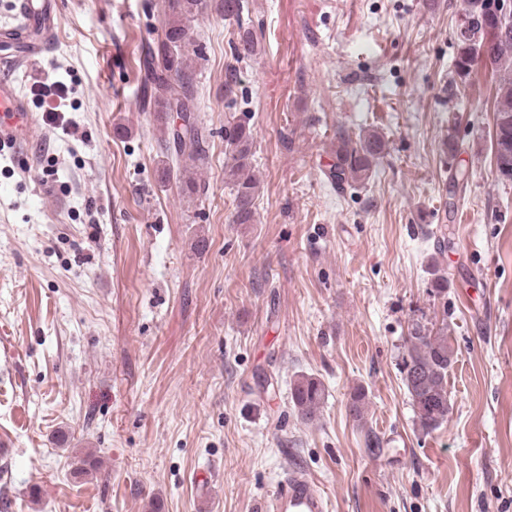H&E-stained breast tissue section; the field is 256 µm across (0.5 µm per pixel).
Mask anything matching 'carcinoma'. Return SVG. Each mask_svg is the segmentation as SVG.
<instances>
[{
	"instance_id": "1",
	"label": "carcinoma",
	"mask_w": 512,
	"mask_h": 512,
	"mask_svg": "<svg viewBox=\"0 0 512 512\" xmlns=\"http://www.w3.org/2000/svg\"><path fill=\"white\" fill-rule=\"evenodd\" d=\"M202 0H168L169 19L162 35L151 44L142 59L146 85L154 90L160 107L158 119L167 124V113L177 105L192 112L193 78L186 63L187 42L185 22L197 14ZM497 0H474L473 9L465 14L461 26L463 37L457 38L456 72L465 78L473 67L482 62L504 71L494 100V119L501 121L493 139L496 170L500 179L512 181V18L502 24L497 19ZM224 17L233 18L238 26V56L248 57L255 48L256 34L245 18L244 0H220ZM168 148L176 158L204 163L207 160L206 139L197 125L185 126V138L173 147V129H165ZM224 141L229 148L230 162L225 176L234 192L237 224H250L255 214V202L260 184L250 170L253 134L249 126L228 123L224 126ZM341 145L336 150V163L329 178L339 185L349 186L364 181L372 167L382 157L385 142L377 133L369 132L352 144L350 137L340 134ZM448 324L435 333L419 324L412 326L407 337L403 360V382L410 396L416 423L424 434H430L448 421V371L455 362V352L448 342ZM291 400L297 416L304 421L316 418L324 400L321 382L301 375L294 382ZM366 395L357 390L349 403V414L356 421L364 418Z\"/></svg>"
}]
</instances>
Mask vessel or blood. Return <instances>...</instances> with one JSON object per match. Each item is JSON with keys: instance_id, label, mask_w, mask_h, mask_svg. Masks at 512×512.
<instances>
[{"instance_id": "obj_1", "label": "vessel or blood", "mask_w": 512, "mask_h": 512, "mask_svg": "<svg viewBox=\"0 0 512 512\" xmlns=\"http://www.w3.org/2000/svg\"><path fill=\"white\" fill-rule=\"evenodd\" d=\"M14 7L18 24L0 27V151H17L33 140L39 118L11 74L51 49L60 20L58 0H15ZM257 512H328V502L314 479L291 470Z\"/></svg>"}]
</instances>
